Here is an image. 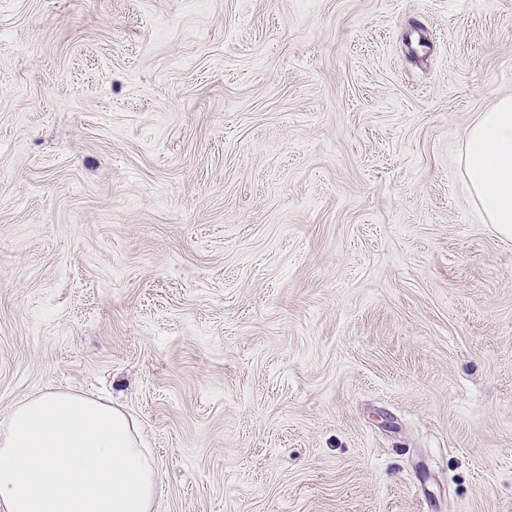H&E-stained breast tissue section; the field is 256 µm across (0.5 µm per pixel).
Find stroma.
I'll return each instance as SVG.
<instances>
[{
	"mask_svg": "<svg viewBox=\"0 0 512 512\" xmlns=\"http://www.w3.org/2000/svg\"><path fill=\"white\" fill-rule=\"evenodd\" d=\"M506 95L512 0H0V419L123 405L159 512H512ZM463 166L488 224L512 236V96L499 98L469 126Z\"/></svg>",
	"mask_w": 512,
	"mask_h": 512,
	"instance_id": "35a3bbf8",
	"label": "stroma"
}]
</instances>
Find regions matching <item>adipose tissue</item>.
I'll list each match as a JSON object with an SVG mask.
<instances>
[{
    "instance_id": "adipose-tissue-1",
    "label": "adipose tissue",
    "mask_w": 512,
    "mask_h": 512,
    "mask_svg": "<svg viewBox=\"0 0 512 512\" xmlns=\"http://www.w3.org/2000/svg\"><path fill=\"white\" fill-rule=\"evenodd\" d=\"M463 166L488 223L512 236V96L469 126ZM162 488L136 419L102 398L39 392L0 421V512H158Z\"/></svg>"
}]
</instances>
